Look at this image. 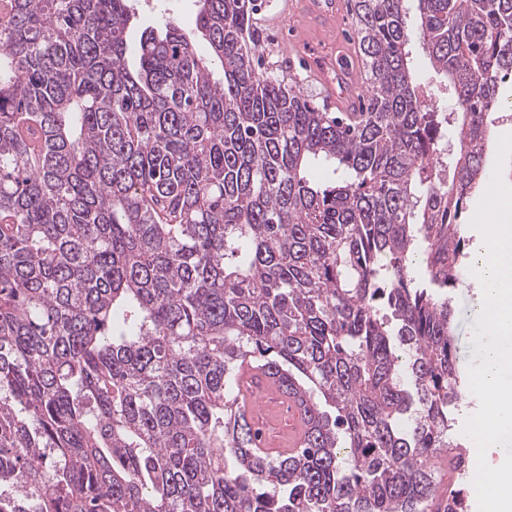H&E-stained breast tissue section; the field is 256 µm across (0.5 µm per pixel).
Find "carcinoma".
Masks as SVG:
<instances>
[{"mask_svg": "<svg viewBox=\"0 0 512 512\" xmlns=\"http://www.w3.org/2000/svg\"><path fill=\"white\" fill-rule=\"evenodd\" d=\"M5 2L0 512H467L448 289L512 0H354L359 112L259 70L258 0L134 45V0ZM246 365L302 447L260 450Z\"/></svg>", "mask_w": 512, "mask_h": 512, "instance_id": "obj_1", "label": "carcinoma"}]
</instances>
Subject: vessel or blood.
Instances as JSON below:
<instances>
[{
  "instance_id": "1",
  "label": "vessel or blood",
  "mask_w": 512,
  "mask_h": 512,
  "mask_svg": "<svg viewBox=\"0 0 512 512\" xmlns=\"http://www.w3.org/2000/svg\"><path fill=\"white\" fill-rule=\"evenodd\" d=\"M303 11L314 28L338 26L346 13V0H303ZM313 75L323 84L330 105L342 111L350 110L363 90L357 67L347 54L326 49L308 57ZM247 392L243 408L255 423L264 429L263 447L275 452L281 447H302L306 423L299 410H291L289 418H282L280 405L285 396L273 379L256 368L245 369L241 375Z\"/></svg>"
}]
</instances>
